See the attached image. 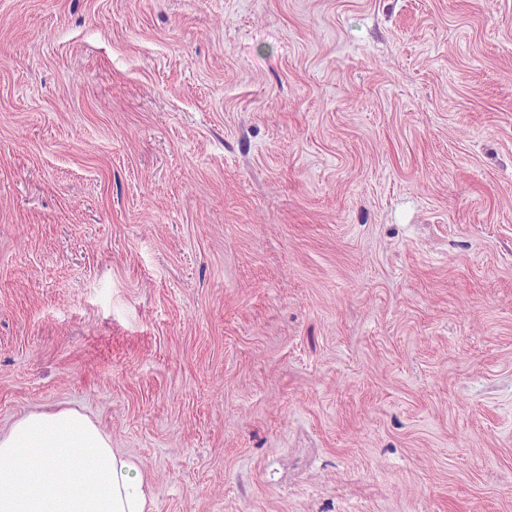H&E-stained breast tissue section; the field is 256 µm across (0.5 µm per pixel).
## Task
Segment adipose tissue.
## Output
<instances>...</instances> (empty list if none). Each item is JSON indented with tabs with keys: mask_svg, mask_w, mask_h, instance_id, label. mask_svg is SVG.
<instances>
[{
	"mask_svg": "<svg viewBox=\"0 0 512 512\" xmlns=\"http://www.w3.org/2000/svg\"><path fill=\"white\" fill-rule=\"evenodd\" d=\"M150 484L74 408L19 419L0 435V512H153Z\"/></svg>",
	"mask_w": 512,
	"mask_h": 512,
	"instance_id": "1",
	"label": "adipose tissue"
}]
</instances>
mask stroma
<instances>
[{
  "label": "stroma",
  "mask_w": 512,
  "mask_h": 512,
  "mask_svg": "<svg viewBox=\"0 0 512 512\" xmlns=\"http://www.w3.org/2000/svg\"><path fill=\"white\" fill-rule=\"evenodd\" d=\"M154 512H512V0H0V434ZM150 484L74 408L32 413L0 435V512H153Z\"/></svg>",
  "instance_id": "35a3bbf8"
}]
</instances>
